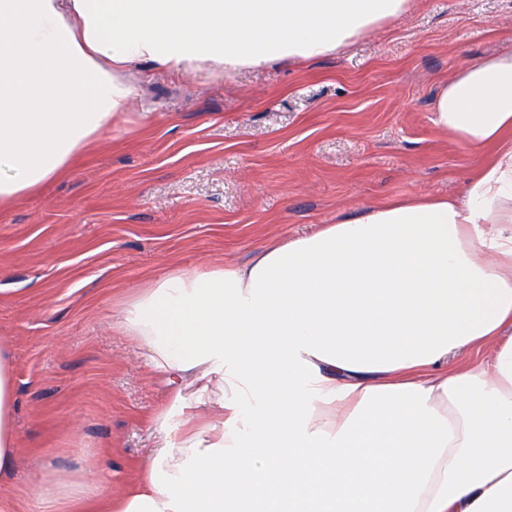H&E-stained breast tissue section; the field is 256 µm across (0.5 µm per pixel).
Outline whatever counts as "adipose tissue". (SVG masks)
<instances>
[{
	"mask_svg": "<svg viewBox=\"0 0 512 512\" xmlns=\"http://www.w3.org/2000/svg\"><path fill=\"white\" fill-rule=\"evenodd\" d=\"M412 2L0 0V208L127 122L131 63H298ZM431 121L494 149L462 197L394 198L119 300L171 386L153 422L178 436L118 497L59 475L45 512H512V52L442 83ZM13 404L0 342V476L20 463Z\"/></svg>",
	"mask_w": 512,
	"mask_h": 512,
	"instance_id": "ef3b65f1",
	"label": "adipose tissue"
}]
</instances>
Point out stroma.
Here are the masks:
<instances>
[{
	"mask_svg": "<svg viewBox=\"0 0 512 512\" xmlns=\"http://www.w3.org/2000/svg\"><path fill=\"white\" fill-rule=\"evenodd\" d=\"M510 49L512 0H418L302 66L131 69L145 128L112 126L68 175L0 208V340L21 459L0 498L42 512L37 489L54 470L123 495L176 429L152 423L170 387L113 328L116 297L390 198L460 194L487 153L434 128L432 97L466 63Z\"/></svg>",
	"mask_w": 512,
	"mask_h": 512,
	"instance_id": "stroma-1",
	"label": "stroma"
}]
</instances>
